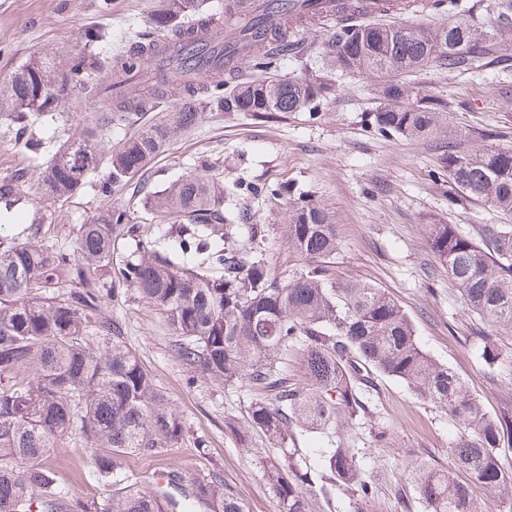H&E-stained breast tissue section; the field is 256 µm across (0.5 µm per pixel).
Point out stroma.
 <instances>
[{
	"label": "stroma",
	"instance_id": "1",
	"mask_svg": "<svg viewBox=\"0 0 512 512\" xmlns=\"http://www.w3.org/2000/svg\"><path fill=\"white\" fill-rule=\"evenodd\" d=\"M159 5L160 0H0V82L31 56L65 58L84 45L91 30L102 34L95 53L110 55L137 34ZM331 35V29L309 25L301 36V53L285 62L282 74H315ZM404 81L410 98L430 96L447 103L451 136L463 148H512V48L496 49L488 64L472 74L456 75L435 63ZM376 84L367 75L337 76L335 94L317 105L313 117L305 111L269 120L242 112L203 113L194 129L142 172L136 188L101 195L98 184L108 174L103 163L64 202L43 197L42 174L51 154L94 122L95 113L73 98L65 111L41 115L30 132L43 144L37 152L15 139L0 115V182L22 178L24 194L0 227V242L35 236L46 244L70 245L79 224L113 207L129 211L141 237L164 241L169 229L145 213V193L210 170L224 179L225 211L244 217V226L233 229L244 256L264 259L270 276L285 281L304 260L288 245V199L268 189L292 183L336 218L340 244L332 278L387 290L410 315L424 351L452 368L487 412L512 410V323L466 309L423 233L424 225L436 223L471 234L479 225L500 224L504 218L489 203L454 197L439 159V138L415 140L373 131L367 116L378 106ZM250 224L258 226L256 235H248ZM101 313L119 327L121 341L151 373L185 426L178 447L155 458H124L122 473L128 481L153 492L160 488L155 483L159 470L185 487L194 479L217 480L243 500L247 512H278L263 470L283 452L249 424L248 407L261 391L192 375L173 353L177 336L165 315L134 289L104 298ZM485 348L493 352L494 362L481 359ZM366 398L367 411L357 420L337 411L334 433H301L295 445L307 458L320 448L352 449L374 487L372 496L362 499L342 490L323 496L320 488L328 477L315 468L306 495L308 512H425L406 468L417 460L448 466L454 424L446 412L384 376L374 377ZM229 421L237 422L239 433L226 429ZM381 430L387 433L382 443L375 439ZM50 461L61 490L59 512H76V503L100 502L117 493L112 481L99 478L93 452L82 439L52 449ZM160 489L173 491L169 484Z\"/></svg>",
	"mask_w": 512,
	"mask_h": 512
}]
</instances>
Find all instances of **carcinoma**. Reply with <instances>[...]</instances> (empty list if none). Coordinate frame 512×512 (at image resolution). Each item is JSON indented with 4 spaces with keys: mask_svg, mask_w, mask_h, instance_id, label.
Segmentation results:
<instances>
[{
    "mask_svg": "<svg viewBox=\"0 0 512 512\" xmlns=\"http://www.w3.org/2000/svg\"><path fill=\"white\" fill-rule=\"evenodd\" d=\"M289 0H264L241 22L240 38L219 50L194 46L193 58L213 61L205 73L182 62L177 42L184 25L203 27L202 0H166L149 31L105 58L78 51L59 65L35 56L0 84V112L23 135L33 119L58 111L62 103L38 94L67 72L71 90L104 114L94 126L58 146L45 168L44 195L65 201L86 184L100 164L97 143L113 125L135 123L154 109L151 98L115 92L136 74L153 76L163 95L179 103L137 128L112 148L102 194L125 186L180 134L193 129L200 113L244 112L255 119L311 110L335 91L329 76L302 81L275 73L277 61L298 41L309 14L288 9ZM495 24L478 29L464 19L429 28L366 22L336 34L328 44L327 69L341 73L400 76L433 62L448 71L473 68L496 46L512 44V7L494 3ZM258 61L266 75L230 87L224 70L241 58ZM381 106L371 114L375 128L404 137H434L448 128L447 106L423 98L408 103L407 88L388 80L379 89ZM458 196L490 203L512 214V148L464 150L448 142L441 156ZM143 208L175 226L171 238L199 262L172 263L156 245L135 238L128 211L115 207L79 226L74 247L35 241L0 247V512H58L50 450L78 435L95 447L98 475L111 478L127 456L152 458L182 441L184 425L152 376L100 315L106 295L136 289L162 311L178 336L175 357L188 371L213 382H244L266 394L249 405L251 426L276 447L286 448L294 432H325L336 408L353 419L366 410L365 388L375 374L401 381L414 394L448 412L457 433L450 446L453 469L412 467L411 479L427 512H490L512 506V475L503 463L512 440V417L484 410L464 381L418 343L403 306L382 288L329 278L339 227L325 206L300 194L291 198L288 245L306 260L286 282L273 279L263 260L241 255L237 244L213 239L224 223V184L187 176L143 198ZM432 252L461 289L468 310L512 322V224H483L476 236L454 224L425 225ZM135 239L134 256L113 261L115 241ZM69 282L77 290L54 292ZM109 336L104 352L90 336ZM303 347L312 388L288 384L277 356L288 345ZM264 470L279 512H307L309 469L294 461ZM315 462L330 471L331 485L371 496L372 485L349 448H326ZM183 500L128 485L104 503L80 505L81 512H245L240 499L217 481H195Z\"/></svg>",
    "mask_w": 512,
    "mask_h": 512,
    "instance_id": "obj_1",
    "label": "carcinoma"
}]
</instances>
